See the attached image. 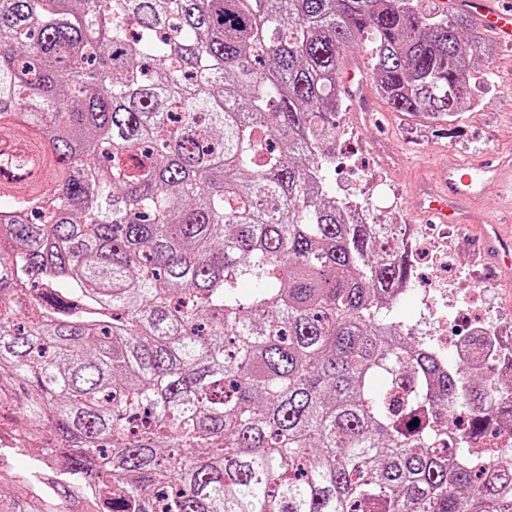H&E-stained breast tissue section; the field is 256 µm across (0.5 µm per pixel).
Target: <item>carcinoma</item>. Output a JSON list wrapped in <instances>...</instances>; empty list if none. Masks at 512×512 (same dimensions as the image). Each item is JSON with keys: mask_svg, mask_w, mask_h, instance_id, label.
Masks as SVG:
<instances>
[{"mask_svg": "<svg viewBox=\"0 0 512 512\" xmlns=\"http://www.w3.org/2000/svg\"><path fill=\"white\" fill-rule=\"evenodd\" d=\"M470 28L419 0H0V412L65 464L36 512H512V458L469 452L512 389L391 321L411 264L323 182L346 54L451 122ZM46 467L0 472V512Z\"/></svg>", "mask_w": 512, "mask_h": 512, "instance_id": "1", "label": "carcinoma"}]
</instances>
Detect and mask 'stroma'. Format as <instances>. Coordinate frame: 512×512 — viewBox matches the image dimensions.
I'll list each match as a JSON object with an SVG mask.
<instances>
[{
  "label": "stroma",
  "mask_w": 512,
  "mask_h": 512,
  "mask_svg": "<svg viewBox=\"0 0 512 512\" xmlns=\"http://www.w3.org/2000/svg\"><path fill=\"white\" fill-rule=\"evenodd\" d=\"M489 82L475 93L473 108L460 112L453 122L418 126L413 117L390 111L375 100L369 120L354 112L337 114L342 150L328 178L337 194L371 200L373 224H410L419 236L430 235L432 226L413 214L410 194L419 182L432 177L447 152L467 160L483 153L512 152V50L493 47ZM479 225L470 224L448 233V247L458 262L439 269L418 262L412 288L398 300L392 316L417 335L433 332L437 319L448 316V337L456 339L462 325L449 295L480 287L487 272L486 258L477 255L474 242Z\"/></svg>",
  "instance_id": "stroma-1"
}]
</instances>
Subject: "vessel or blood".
<instances>
[{
    "mask_svg": "<svg viewBox=\"0 0 512 512\" xmlns=\"http://www.w3.org/2000/svg\"><path fill=\"white\" fill-rule=\"evenodd\" d=\"M455 5L470 14L479 28L505 48H512V0H455ZM343 91L355 100L359 111L371 110L364 70L355 62H347L340 73ZM512 183V156L495 154L467 163L448 157L441 165L433 183L413 194L411 209L440 224L483 225L482 247L496 263L503 279L512 278V230H505V215L490 214L478 209L488 186Z\"/></svg>",
    "mask_w": 512,
    "mask_h": 512,
    "instance_id": "b4317fda",
    "label": "vessel or blood"
}]
</instances>
